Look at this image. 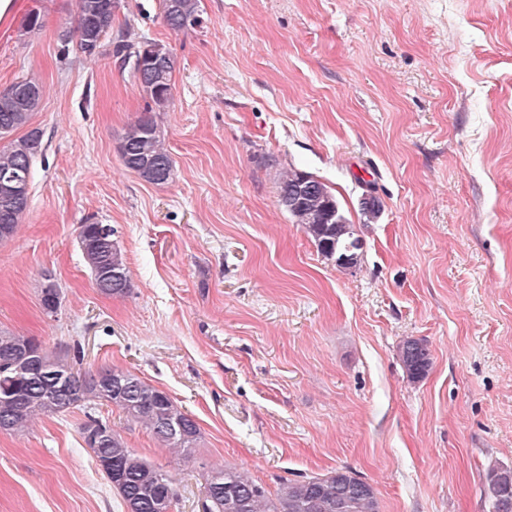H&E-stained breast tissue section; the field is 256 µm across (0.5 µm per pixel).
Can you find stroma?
I'll return each mask as SVG.
<instances>
[{
	"mask_svg": "<svg viewBox=\"0 0 512 512\" xmlns=\"http://www.w3.org/2000/svg\"><path fill=\"white\" fill-rule=\"evenodd\" d=\"M34 8L39 31L0 22V89L43 87L29 213L0 244V329L80 347L84 367L130 370L193 415L184 459L96 410L173 477L176 512H205L215 469L273 491L342 467L381 512H491L487 473L512 467V0H201L179 33L160 0H120L114 30L179 60L161 185L118 152L145 94L110 55L61 54L76 0H21ZM289 166L333 189L365 241L357 269L280 206ZM83 224L115 229L127 294L95 288ZM47 271L64 296L52 318ZM408 338L432 355L415 382ZM87 415L0 433V512H123ZM54 295L55 303L49 305L47 294ZM40 301L43 311L50 316L56 315L62 305V291L60 286L54 281L51 275H45L39 288ZM399 357L409 379H423L430 367L431 357L427 346L418 339L408 338L399 347Z\"/></svg>",
	"mask_w": 512,
	"mask_h": 512,
	"instance_id": "35a3bbf8",
	"label": "stroma"
}]
</instances>
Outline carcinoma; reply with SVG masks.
<instances>
[{
	"label": "carcinoma",
	"mask_w": 512,
	"mask_h": 512,
	"mask_svg": "<svg viewBox=\"0 0 512 512\" xmlns=\"http://www.w3.org/2000/svg\"><path fill=\"white\" fill-rule=\"evenodd\" d=\"M201 0H161L166 26L181 32L200 23ZM75 25L59 34L62 52L76 44L88 57L107 51L130 66V74L148 98L145 113L122 136L118 151L124 166L151 184H164L159 169L173 172V160L159 130L156 117L169 110L173 99V75L177 57L164 48L157 61L145 56L136 62L135 44L119 35L104 49L103 40L112 30L119 0H76ZM43 26L41 11L34 8L24 18L21 33L27 35ZM43 99L42 86L33 79L16 81L0 90V180L14 187L18 199L6 200L0 186V243L14 238L29 208L32 164L41 151V132L31 129L20 137L13 134L29 126ZM279 204L314 240L320 253L338 259L354 249V265H359L362 239L345 217L336 195L320 179L290 167L280 173ZM110 224H82L78 239L83 259L95 288L107 296H123L131 288L121 249L112 236ZM43 311L53 316L62 305V291L47 275L39 288ZM45 365L66 368L69 383L80 387L70 396L54 388L37 374L22 371L24 357ZM399 357L409 379L424 378L431 357L427 346L408 338L399 347ZM81 354L66 348L48 350L32 337L0 330V432L22 433L38 416H53L84 406H114L132 422L144 426L160 447L174 454H188L200 438L195 419L183 411L165 392L140 376L119 368H108L113 387L94 383L95 372L82 367ZM106 433L105 442L89 440L90 433ZM84 444L98 462L112 461V473L105 478L120 497L125 512H151L152 500H178L172 477L161 466L147 461L128 448L122 436L101 418L88 417L81 427ZM209 491L208 512H380L374 487L348 467L322 476L287 480L270 493L248 474L232 469L211 472L205 479ZM487 492L494 512H512V468L494 467L487 477Z\"/></svg>",
	"instance_id": "1"
}]
</instances>
